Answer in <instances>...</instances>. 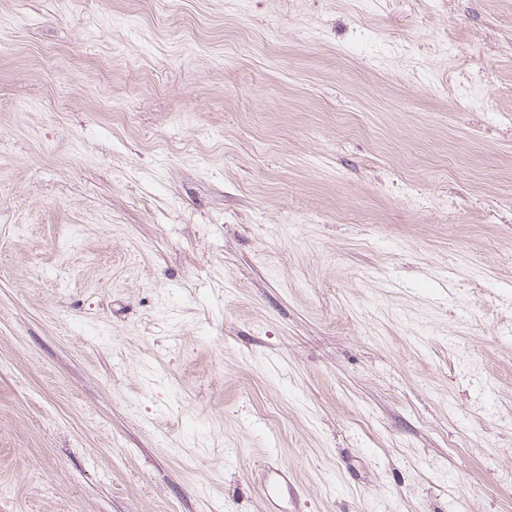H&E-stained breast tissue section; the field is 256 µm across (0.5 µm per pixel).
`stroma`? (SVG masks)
<instances>
[{"label":"stroma","instance_id":"obj_1","mask_svg":"<svg viewBox=\"0 0 512 512\" xmlns=\"http://www.w3.org/2000/svg\"><path fill=\"white\" fill-rule=\"evenodd\" d=\"M0 42V512H512V0ZM288 494L287 466L271 467L261 488V501L265 512H283L281 505L283 497Z\"/></svg>","mask_w":512,"mask_h":512}]
</instances>
